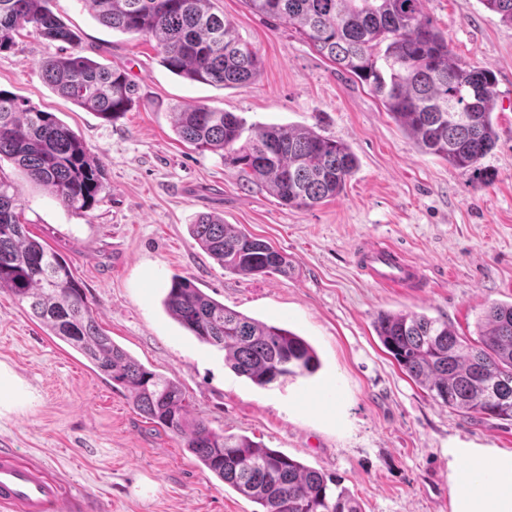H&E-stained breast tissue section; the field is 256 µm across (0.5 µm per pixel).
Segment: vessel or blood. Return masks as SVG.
<instances>
[{
	"label": "vessel or blood",
	"instance_id": "vessel-or-blood-1",
	"mask_svg": "<svg viewBox=\"0 0 512 512\" xmlns=\"http://www.w3.org/2000/svg\"><path fill=\"white\" fill-rule=\"evenodd\" d=\"M364 264L371 280L386 288L408 287L421 275L415 261L389 245L369 247ZM0 506L20 512H74L76 504L74 496L41 469L21 464L12 449L4 448L0 450Z\"/></svg>",
	"mask_w": 512,
	"mask_h": 512
}]
</instances>
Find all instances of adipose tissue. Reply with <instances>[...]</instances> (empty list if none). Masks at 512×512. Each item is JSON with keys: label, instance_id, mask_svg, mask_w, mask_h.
I'll return each mask as SVG.
<instances>
[{"label": "adipose tissue", "instance_id": "obj_1", "mask_svg": "<svg viewBox=\"0 0 512 512\" xmlns=\"http://www.w3.org/2000/svg\"><path fill=\"white\" fill-rule=\"evenodd\" d=\"M452 512H512V453L452 448Z\"/></svg>", "mask_w": 512, "mask_h": 512}]
</instances>
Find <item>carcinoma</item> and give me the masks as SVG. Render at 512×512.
Returning <instances> with one entry per match:
<instances>
[{
    "mask_svg": "<svg viewBox=\"0 0 512 512\" xmlns=\"http://www.w3.org/2000/svg\"><path fill=\"white\" fill-rule=\"evenodd\" d=\"M103 25L156 42L162 65L191 82L221 88L255 83L261 60L210 0H83ZM424 0H245L255 14L293 26L321 56L383 104L419 151L485 182L480 161L495 147L498 92L493 71L458 59L448 35L423 11ZM512 25V0H479ZM48 0H0V52L30 28L75 46L78 35ZM41 75L59 95L112 122L138 98L127 73L88 56H49ZM173 128L199 152L263 183L283 204L313 208L339 197L357 169L343 142L311 128L255 125L234 112L179 107ZM250 134H245V131ZM51 191L66 208L88 212L105 192V167L57 116L0 90V162ZM192 237L224 270L244 277L288 275L287 256L224 219L202 215ZM0 289L28 304L47 334L80 352L112 386L128 392L150 422L218 479L259 506L256 512H362L340 482L247 436L225 435L192 415L172 379L134 359L97 321L70 265L28 235L16 184L0 177ZM168 314L198 340L224 351V364L260 387L309 376L320 367L296 333L238 311L175 277L164 298ZM475 343L454 325L420 313L381 312L380 342L433 400L465 415L512 421V303L493 304L477 320Z\"/></svg>",
    "mask_w": 512,
    "mask_h": 512,
    "instance_id": "1",
    "label": "carcinoma"
}]
</instances>
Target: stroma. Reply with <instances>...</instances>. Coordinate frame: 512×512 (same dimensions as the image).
I'll use <instances>...</instances> for the list:
<instances>
[{"instance_id":"1","label":"stroma","mask_w":512,"mask_h":512,"mask_svg":"<svg viewBox=\"0 0 512 512\" xmlns=\"http://www.w3.org/2000/svg\"><path fill=\"white\" fill-rule=\"evenodd\" d=\"M262 61L251 85L185 81L154 42L101 25L82 0H51L79 51L125 70L140 98L108 123L61 97L38 63L58 43L26 29L0 53V89L54 113L105 166L92 211L68 210L44 187L0 170L22 192L23 220L70 265L101 327L147 368L176 380L195 416L336 477L364 512H452L451 447L512 452V421L466 417L435 402L380 343L378 313L447 319L475 338L479 314L512 302V26L479 0H425L452 51L490 68L499 93L498 140L479 184L420 152L366 87L338 72L292 26L244 0H211ZM204 105L247 124L303 126L340 140L359 166L341 196L313 209L283 205L263 185L175 135L174 108ZM215 212L275 249L289 276L224 271L195 243L196 215ZM365 242L403 249L421 267L412 288L374 285L357 261ZM247 316L291 330L321 366L282 387H260L224 364L165 311L173 277ZM0 443L71 487L78 512H252L183 446L138 414L77 351L45 335L27 304L0 290Z\"/></svg>"}]
</instances>
